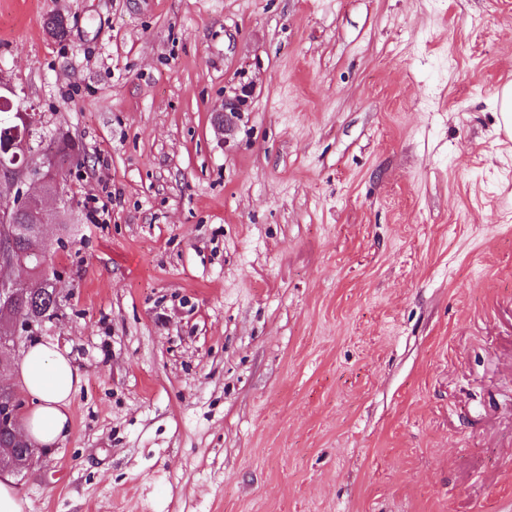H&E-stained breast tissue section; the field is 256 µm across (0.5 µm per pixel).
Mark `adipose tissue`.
I'll list each match as a JSON object with an SVG mask.
<instances>
[{
	"instance_id": "ef3b65f1",
	"label": "adipose tissue",
	"mask_w": 512,
	"mask_h": 512,
	"mask_svg": "<svg viewBox=\"0 0 512 512\" xmlns=\"http://www.w3.org/2000/svg\"><path fill=\"white\" fill-rule=\"evenodd\" d=\"M15 377L31 399L22 433L41 450L64 441L71 432V403L83 375L67 352L52 341H39L23 353Z\"/></svg>"
}]
</instances>
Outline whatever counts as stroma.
<instances>
[{
    "label": "stroma",
    "instance_id": "obj_1",
    "mask_svg": "<svg viewBox=\"0 0 512 512\" xmlns=\"http://www.w3.org/2000/svg\"><path fill=\"white\" fill-rule=\"evenodd\" d=\"M0 82L83 158L26 512H512V0H0Z\"/></svg>",
    "mask_w": 512,
    "mask_h": 512
}]
</instances>
